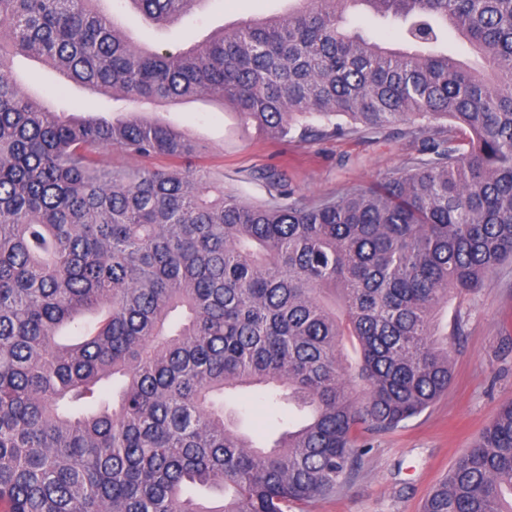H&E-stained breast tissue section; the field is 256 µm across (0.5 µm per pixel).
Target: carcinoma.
<instances>
[{
	"label": "carcinoma",
	"instance_id": "obj_1",
	"mask_svg": "<svg viewBox=\"0 0 512 512\" xmlns=\"http://www.w3.org/2000/svg\"><path fill=\"white\" fill-rule=\"evenodd\" d=\"M127 2L162 26L197 0ZM358 6L425 50L346 30ZM448 27L484 71L435 50ZM17 56L114 102L209 98L283 141L396 122L429 136L379 186L307 197L269 168L245 175L268 189L251 203L195 164L184 130L50 111ZM113 149L170 164L114 166ZM506 262L512 0H304L175 54L134 44L99 0H0V512H288L343 491L359 433L448 390L449 294ZM245 388L309 418L258 446L224 410ZM507 493L512 400L423 512H512Z\"/></svg>",
	"mask_w": 512,
	"mask_h": 512
}]
</instances>
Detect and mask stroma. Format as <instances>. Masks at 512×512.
<instances>
[{"label": "stroma", "mask_w": 512, "mask_h": 512, "mask_svg": "<svg viewBox=\"0 0 512 512\" xmlns=\"http://www.w3.org/2000/svg\"><path fill=\"white\" fill-rule=\"evenodd\" d=\"M291 2L207 0L203 9L163 28L147 24L127 0H104L103 7L118 16L136 43L173 50L215 29L282 13ZM348 26L386 47L409 45L398 21L353 11ZM14 75L56 111L104 116L112 108L111 101L63 84L49 68L20 61ZM159 117L193 134L203 146L200 165L223 174L225 191L252 203L266 200L268 189L263 182L247 181L250 171L279 168L297 194L316 197L383 181L422 147L421 140L402 136L396 125L375 135L287 143L245 130L233 109L206 98L161 108ZM458 317L463 332L448 341L454 370L447 393L398 428L366 435L368 452L352 486L319 501L312 512H421L429 491L512 400V266L501 267L477 292L452 296L439 322L449 326ZM226 405L237 411L241 431L267 446L287 429L293 411L288 403H272L260 393L227 398Z\"/></svg>", "instance_id": "35a3bbf8"}]
</instances>
